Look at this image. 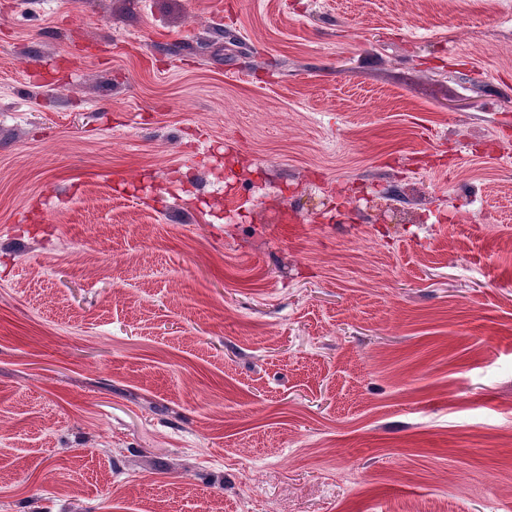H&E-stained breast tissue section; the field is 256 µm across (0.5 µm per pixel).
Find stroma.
<instances>
[{
    "label": "stroma",
    "instance_id": "1",
    "mask_svg": "<svg viewBox=\"0 0 512 512\" xmlns=\"http://www.w3.org/2000/svg\"><path fill=\"white\" fill-rule=\"evenodd\" d=\"M212 507L512 512V0H0V512Z\"/></svg>",
    "mask_w": 512,
    "mask_h": 512
}]
</instances>
